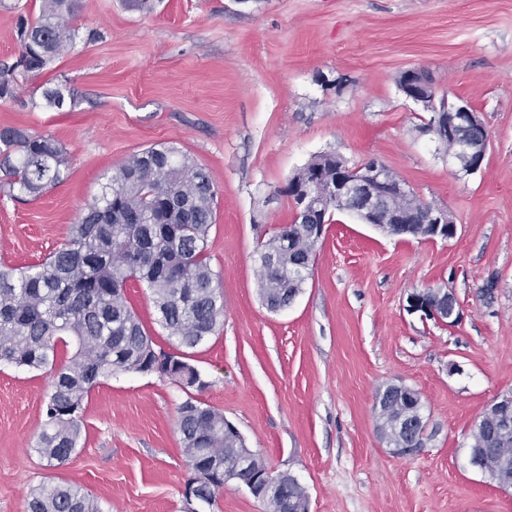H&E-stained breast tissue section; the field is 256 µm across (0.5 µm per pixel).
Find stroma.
<instances>
[{"instance_id":"stroma-1","label":"stroma","mask_w":512,"mask_h":512,"mask_svg":"<svg viewBox=\"0 0 512 512\" xmlns=\"http://www.w3.org/2000/svg\"><path fill=\"white\" fill-rule=\"evenodd\" d=\"M76 43L37 76L70 87V112L0 101V127L52 136L68 178L39 199H0V263L42 262L85 202L134 152L173 146L217 192L210 264L220 331L191 362L199 397L223 413L272 473L291 472L310 512H512L469 461L471 430L512 395V0H81ZM408 69L479 112L481 169L465 175L424 132L430 114L398 86ZM375 157L423 201L447 207L449 239L387 235L337 213L288 309L258 288L257 246L291 223L284 193L314 156ZM445 288L455 325L409 312ZM128 300L155 343L177 347L148 288ZM50 373L0 366V512H27L44 484L80 486L100 512H185L189 473L177 409L189 395L156 373L118 372L83 412L81 445L51 466L35 445ZM415 391L428 440L391 454L377 430L387 386Z\"/></svg>"}]
</instances>
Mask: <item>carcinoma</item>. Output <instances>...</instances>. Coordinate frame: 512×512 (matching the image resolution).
Returning a JSON list of instances; mask_svg holds the SVG:
<instances>
[{"label":"carcinoma","mask_w":512,"mask_h":512,"mask_svg":"<svg viewBox=\"0 0 512 512\" xmlns=\"http://www.w3.org/2000/svg\"><path fill=\"white\" fill-rule=\"evenodd\" d=\"M0 8L16 15L21 52L13 64H0V101L38 106L34 96L19 92L17 70L40 74L77 36L73 22L80 0H42L36 17L23 5L0 0ZM45 106L61 110L74 105L65 85L42 87ZM66 150L48 135L22 129H0V194L33 201L68 176ZM314 174L336 177V159L315 157L292 177ZM217 193L209 173L188 155L170 148H147L132 155L88 200L68 238L39 264L0 268V365L32 370L54 369L52 389L44 404L37 452L52 464L67 461L78 447L85 400L101 379L114 372H133L143 364L177 380L193 383L154 357L178 361L195 372L189 351L219 330L224 302L208 254L216 220ZM314 221L294 213L260 244L261 298L275 305L302 291L306 280L290 274L301 261L314 263L318 240ZM136 279L151 291L162 327L183 348L170 353L158 347L131 307L125 290ZM73 342L70 361L56 363L57 345ZM414 398L393 394L392 403L377 410L378 428L416 415ZM505 413L484 414L471 438L491 460L512 462V430L503 433ZM178 430L190 471L186 485L205 505L224 490V465H234L227 452L238 445L224 434V414L190 396L178 408ZM28 512H99L78 486H41L28 501Z\"/></svg>","instance_id":"cac0c4a2"}]
</instances>
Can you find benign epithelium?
<instances>
[{"mask_svg":"<svg viewBox=\"0 0 512 512\" xmlns=\"http://www.w3.org/2000/svg\"><path fill=\"white\" fill-rule=\"evenodd\" d=\"M400 90L405 97L415 103H434V121L428 132L440 143L450 137L454 126H472L486 130L470 104L460 99L451 100L445 96L437 97L433 79L420 70H406L400 76ZM488 141L480 139L471 145L459 147L452 157L459 165V171L472 174L483 164ZM411 194L405 182L397 178L379 160L372 158L354 167H340L336 170V180L322 187L315 180H305L294 185L288 191V197L298 210L307 211L315 208L319 200H328L336 204V209L344 210L345 205L356 202L353 211L366 224H395L404 234L409 225L414 223V213L406 211H384L387 200ZM416 211L420 212L421 225L430 237L448 238L454 235L455 226L448 214V209L439 205L416 201ZM408 308L411 312H420L422 316H433L437 319L448 313V290L436 289L433 295L427 292H416L408 297ZM242 468L234 474H224V481L239 480L249 492L259 498L273 494L285 495L288 483L296 480L289 472L276 476L269 472L254 471L250 467L253 452L248 448L240 451ZM470 463L482 472L492 476L503 488L512 487V475L508 468L496 472L487 464L485 456L470 453Z\"/></svg>","mask_w":512,"mask_h":512,"instance_id":"benign-epithelium-1","label":"benign epithelium"}]
</instances>
